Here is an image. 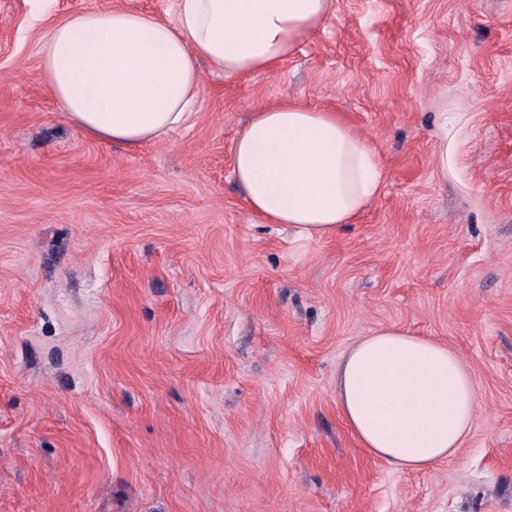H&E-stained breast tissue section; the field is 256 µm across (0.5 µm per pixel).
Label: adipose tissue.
Listing matches in <instances>:
<instances>
[{"instance_id":"1","label":"adipose tissue","mask_w":512,"mask_h":512,"mask_svg":"<svg viewBox=\"0 0 512 512\" xmlns=\"http://www.w3.org/2000/svg\"><path fill=\"white\" fill-rule=\"evenodd\" d=\"M336 0H178L171 21L131 9L52 20L41 72L58 111L94 137L136 147L185 123L200 61L217 72L270 71L335 12ZM251 212L299 240L335 236L380 193L369 142L333 112L282 105L253 112L232 149ZM338 401L365 451L392 469L430 471L468 437L472 375L430 338L383 327L345 356Z\"/></svg>"}]
</instances>
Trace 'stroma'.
I'll use <instances>...</instances> for the list:
<instances>
[{
    "label": "stroma",
    "instance_id": "obj_1",
    "mask_svg": "<svg viewBox=\"0 0 512 512\" xmlns=\"http://www.w3.org/2000/svg\"><path fill=\"white\" fill-rule=\"evenodd\" d=\"M177 0H0V512H512V0H336L271 72L201 68L134 148L57 112L53 16ZM337 113L381 194L301 242L231 175L252 111ZM398 327L454 349L477 409L429 472L369 456L341 362Z\"/></svg>",
    "mask_w": 512,
    "mask_h": 512
}]
</instances>
